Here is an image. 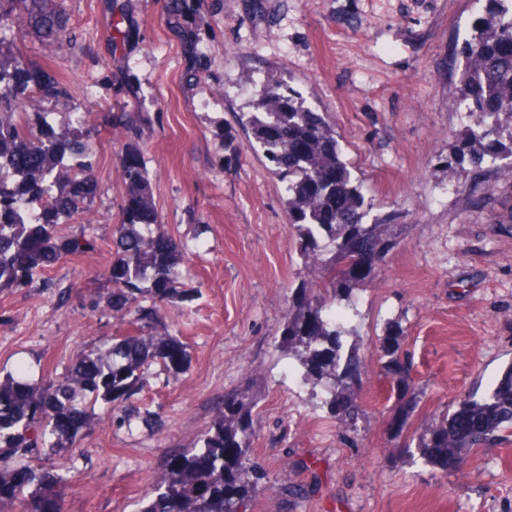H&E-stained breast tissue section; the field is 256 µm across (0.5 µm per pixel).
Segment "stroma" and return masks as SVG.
Listing matches in <instances>:
<instances>
[{"label":"stroma","instance_id":"35a3bbf8","mask_svg":"<svg viewBox=\"0 0 512 512\" xmlns=\"http://www.w3.org/2000/svg\"><path fill=\"white\" fill-rule=\"evenodd\" d=\"M122 2L137 34L117 52L108 0H65L72 40L55 52L39 34L15 31L13 52L58 70L68 90L29 111L61 121L87 97L98 101L86 129L96 192L58 227L92 249L0 289V372L32 365L49 381L124 332L106 277L125 158L109 115L131 109L148 117L154 205L191 248L189 297L163 318L188 358L176 374L152 367L133 399L154 414V428H117L112 407L100 404L69 452L34 458L64 475L63 512H137L168 460L193 446L225 392L247 377L260 391L253 454L264 473L247 512H512V436L448 473L404 452L434 414L484 396L512 362V176L446 163L470 123L451 107L454 51L486 0H201L213 49L199 62L169 27L164 0ZM269 77L330 113L372 216L392 213L403 226L373 281L351 297L344 343L357 349L365 418L350 438L275 348L288 298L312 273L245 127ZM396 323L422 393L401 433L378 359ZM295 487L304 495L293 496Z\"/></svg>","mask_w":512,"mask_h":512}]
</instances>
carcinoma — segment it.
<instances>
[{"instance_id": "obj_1", "label": "carcinoma", "mask_w": 512, "mask_h": 512, "mask_svg": "<svg viewBox=\"0 0 512 512\" xmlns=\"http://www.w3.org/2000/svg\"><path fill=\"white\" fill-rule=\"evenodd\" d=\"M486 13L456 49L459 59L454 107L478 114L459 139L457 155L479 171L512 174V0H487ZM166 19L181 42L198 57L211 45L205 40L208 16L187 0H167ZM32 28L61 45L69 17L62 0H0V47L14 29ZM66 87L45 68L33 69L16 57H0V288H19L34 274L70 254L93 247L84 237L64 238L58 225L77 215L93 195L94 161L83 128L90 113L71 112L58 124L55 113H33L24 127L16 115L29 101L60 97ZM146 115L117 117L125 141L121 170L124 200L113 237L112 312L132 330L84 352L61 378L34 382L19 368L0 377V454L15 465L0 471V512H53L61 499L52 489L63 481L52 468H36L29 455L43 446L65 453L81 425H55L78 414L94 420L99 403L124 406L114 418L132 430L141 416L126 405L139 393L153 365L181 368L187 344L161 327L163 307L185 299L178 288L184 246L163 230L152 200L151 176L142 139ZM254 149L283 185L285 212L298 238L305 265L314 278L288 306L278 347L294 359L300 379L320 389L345 433L356 432L363 418L361 372L355 351L343 350L349 330L336 302L372 280L396 245L391 219L367 222L370 205L344 157L328 114L304 105L299 92L283 80L263 81L257 111L246 122ZM150 304H144V299ZM380 359L391 393L397 396V427L404 430L420 403L411 365L399 363L397 336L380 345ZM257 396L247 380L224 395V406L196 444L180 452L163 480L137 512H239L253 497L252 457L258 418ZM512 430V363L481 399L468 398L432 419L417 437L425 463L448 472L475 448Z\"/></svg>"}]
</instances>
